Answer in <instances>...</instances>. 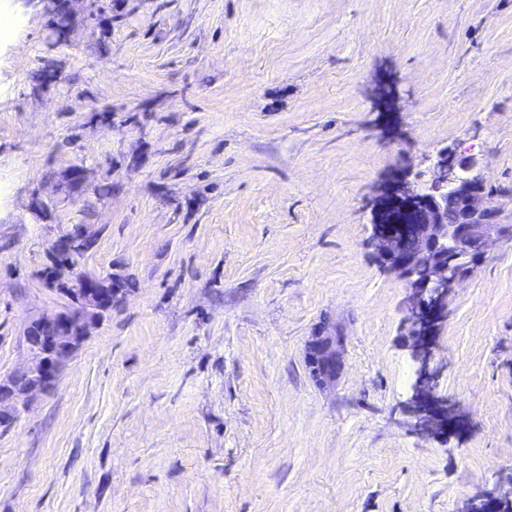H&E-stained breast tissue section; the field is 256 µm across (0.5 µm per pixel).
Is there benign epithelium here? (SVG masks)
<instances>
[{"mask_svg": "<svg viewBox=\"0 0 512 512\" xmlns=\"http://www.w3.org/2000/svg\"><path fill=\"white\" fill-rule=\"evenodd\" d=\"M378 107L391 112L396 105L394 83L380 82ZM455 201L448 210V200ZM370 244L380 262L402 276L409 285L408 347L417 364L412 396L404 407L412 431L432 438L459 432L465 418L448 400L436 393V374L430 369L435 332L446 317L448 296L492 247L512 239V224L503 222L502 210L485 192L480 163L474 156L461 157L443 149L425 171L409 178L395 175L380 188L374 202ZM79 232L57 238L50 252L48 283L69 297L73 310L40 316L30 322L39 335L25 336L30 363L19 370L28 377L18 387L13 377L0 380V428L10 427L22 398L51 389L68 361L83 344L88 327L112 307L119 288H101L95 278L78 271L67 257L88 238ZM345 336L325 329L307 345L306 364L318 386L336 382L344 366ZM512 505V475L466 502L461 512H499Z\"/></svg>", "mask_w": 512, "mask_h": 512, "instance_id": "obj_1", "label": "benign epithelium"}]
</instances>
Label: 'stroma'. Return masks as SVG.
I'll return each instance as SVG.
<instances>
[{"instance_id": "1", "label": "stroma", "mask_w": 512, "mask_h": 512, "mask_svg": "<svg viewBox=\"0 0 512 512\" xmlns=\"http://www.w3.org/2000/svg\"><path fill=\"white\" fill-rule=\"evenodd\" d=\"M70 9L59 41L38 0H0V378L70 308L42 277L60 235L86 225L80 271L130 288L0 428V512H461L512 473V241L448 297L430 366L467 424L445 439L408 426L409 289L369 244L380 186L446 147L512 218V0ZM326 321L347 342L323 389ZM345 336L325 327L309 340L306 364L309 375L318 386H329L336 382L344 366L343 347Z\"/></svg>"}]
</instances>
